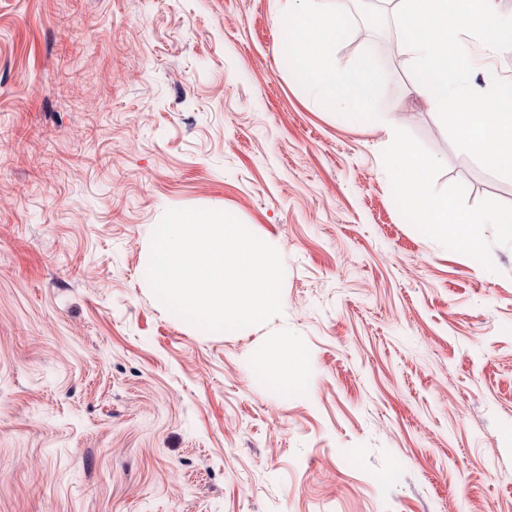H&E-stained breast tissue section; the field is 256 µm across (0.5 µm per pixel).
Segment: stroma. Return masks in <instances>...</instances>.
I'll return each instance as SVG.
<instances>
[{"label": "stroma", "mask_w": 512, "mask_h": 512, "mask_svg": "<svg viewBox=\"0 0 512 512\" xmlns=\"http://www.w3.org/2000/svg\"><path fill=\"white\" fill-rule=\"evenodd\" d=\"M399 42L385 0H333ZM287 0H0V512H512V246L413 227L382 122L304 89ZM385 67L435 186L512 205ZM280 253L282 313L209 333L145 276L166 210ZM307 354L280 393L254 356Z\"/></svg>", "instance_id": "stroma-1"}]
</instances>
